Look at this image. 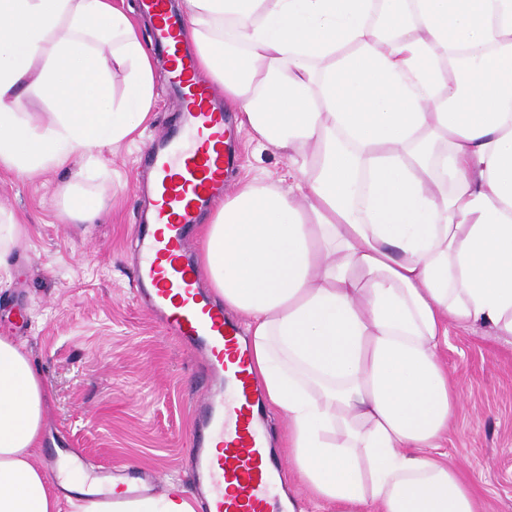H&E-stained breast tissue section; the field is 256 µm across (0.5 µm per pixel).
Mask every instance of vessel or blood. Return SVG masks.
I'll return each mask as SVG.
<instances>
[{
  "label": "vessel or blood",
  "mask_w": 512,
  "mask_h": 512,
  "mask_svg": "<svg viewBox=\"0 0 512 512\" xmlns=\"http://www.w3.org/2000/svg\"><path fill=\"white\" fill-rule=\"evenodd\" d=\"M156 18L155 39L170 61V83L184 104L179 131H164L150 149L133 278L166 331L200 351L211 383L197 402L193 482L201 512H273L286 468L267 448L260 395L240 331L204 289L190 249L199 215L223 192L233 165L225 147L236 135L196 59L181 46L182 18L167 0H141Z\"/></svg>",
  "instance_id": "vessel-or-blood-1"
}]
</instances>
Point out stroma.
Segmentation results:
<instances>
[{
  "label": "stroma",
  "mask_w": 512,
  "mask_h": 512,
  "mask_svg": "<svg viewBox=\"0 0 512 512\" xmlns=\"http://www.w3.org/2000/svg\"><path fill=\"white\" fill-rule=\"evenodd\" d=\"M155 104L140 143L176 126L182 105L156 64ZM140 143L94 148L71 169L33 178L0 169V212L24 224L11 274L0 279V336L10 337L46 386L38 467L82 456L83 475L146 469L191 489L197 399L208 384L194 352L139 302L132 257L143 201ZM242 181L287 179L278 151L238 133ZM99 199L93 223L71 220L64 186ZM439 358L460 395L439 450L457 464L481 512H512V338L449 324Z\"/></svg>",
  "instance_id": "35a3bbf8"
}]
</instances>
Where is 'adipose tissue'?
<instances>
[{"instance_id": "1", "label": "adipose tissue", "mask_w": 512, "mask_h": 512, "mask_svg": "<svg viewBox=\"0 0 512 512\" xmlns=\"http://www.w3.org/2000/svg\"><path fill=\"white\" fill-rule=\"evenodd\" d=\"M181 39L290 162L242 182L199 262L247 320L253 373L288 416L316 504L478 512L432 455L458 402L448 323L512 337V0H182ZM459 53L448 71L450 53ZM127 69L121 96L113 68ZM38 90L37 121L20 113ZM151 44L112 0H0V168L27 176L134 140L154 106ZM45 388L0 336V512H61L34 464ZM73 512H195L99 487Z\"/></svg>"}]
</instances>
